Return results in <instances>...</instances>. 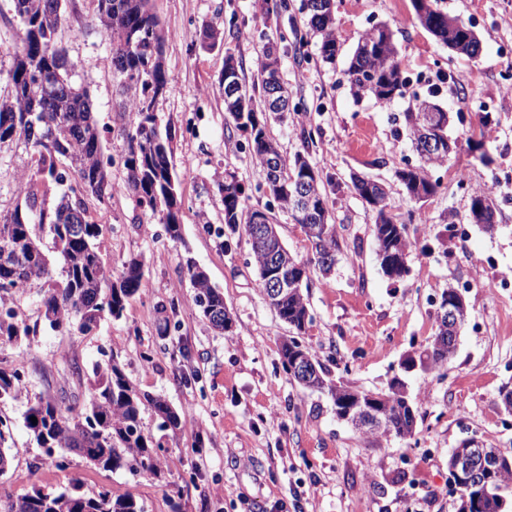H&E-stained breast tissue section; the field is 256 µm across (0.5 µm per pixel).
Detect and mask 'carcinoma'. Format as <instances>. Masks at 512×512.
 Returning a JSON list of instances; mask_svg holds the SVG:
<instances>
[{"label": "carcinoma", "mask_w": 512, "mask_h": 512, "mask_svg": "<svg viewBox=\"0 0 512 512\" xmlns=\"http://www.w3.org/2000/svg\"><path fill=\"white\" fill-rule=\"evenodd\" d=\"M61 0H13L14 12L22 28L12 52L8 79L12 94L0 101V145L24 141L32 148L34 166L28 171L23 186V203L0 215V240L8 239L9 253L0 255V338L20 340L40 333L45 326L54 332L76 331L91 334L107 316L120 318L126 304L140 290L142 264L133 259L119 274L103 259L99 226L88 215L84 197L98 201L112 199V180L108 166L112 159L104 157L102 139L105 128L93 119L88 90L71 80L64 50L58 45V31L67 22L59 7ZM265 15L277 19L288 15V0H264ZM420 24L445 45L463 47V55L474 58L480 42L464 22L450 17L438 0H413ZM301 11L316 43L317 56L326 64L336 63L338 46L334 34L332 0H302ZM98 32L112 50V63L121 77L123 97L117 111L132 114L131 125L124 129L127 171L124 191L137 199L139 206L151 211L165 225L171 242L182 239L177 223L181 207L180 183L170 184L168 168L173 156L175 128L158 125L155 104L166 88L168 75L164 65L167 35L151 0H97ZM389 25L382 24L367 32L349 59L345 74L355 100L373 97L390 103L405 96L406 77L397 60V49ZM260 80L253 93L240 90L236 96L224 97L225 111L243 133L245 148L266 172V189L277 206L287 210L294 223L317 227L307 235L317 258L303 261L288 251L272 217L265 216L266 234L261 245L251 243L252 256L258 270L261 294L269 292L278 272L292 275L301 287L281 294L273 309L278 318L302 332L312 316L302 285L311 274L330 272L331 266L320 261L336 262L338 242L336 225L324 219L328 213L325 186L309 156L316 149L312 131L301 129L303 151L292 162L280 155L268 122L282 118L283 110L272 103L274 91L290 98L281 81V56L265 50L257 60ZM441 117L448 112L430 97L415 96L403 113L405 126L419 147V126L428 106ZM73 168L78 180L67 183V168ZM407 190L416 187L424 194L435 192L425 170L398 171ZM353 190L368 205L380 203L375 224L376 254L380 263L407 257L409 242L406 225L395 224L384 217L386 193L362 179L352 182ZM303 189L310 197V212L295 210V192ZM224 202V224L235 232L243 229L255 237L252 218L258 210L244 211V187L233 178L217 184ZM52 240L53 254L44 250L43 237ZM60 262L59 273L54 263ZM187 275L195 288L194 302L211 327L222 333L233 321L224 306L223 293L213 287L205 272L187 266ZM38 283L43 289L40 320L29 324L15 317L13 301L27 288ZM454 354L428 344L419 354L424 371L441 368ZM280 358L284 369L301 359L314 368L309 379L292 375L302 387L331 393L337 407L352 397L351 388L336 386L330 371L297 336L282 344ZM21 377L0 371V399L15 398ZM89 396L81 408L61 410L57 402L40 398L24 414V425L44 454L53 457L60 451H76L96 459V465L116 470L124 468L135 475L161 480L167 468L161 440L145 430L142 411L150 408L158 421L157 429L177 434L185 423L186 413L173 408L161 396L141 393L128 378L117 358L93 366L89 378ZM375 409L386 420L381 429L365 431L368 439L379 437L407 438L417 427L416 401L410 394L391 385L377 394ZM37 423H32L31 418ZM488 489L499 493L481 494L476 481L453 482L459 491V512H512V465L483 475ZM6 512H145L144 505L131 493L114 497L109 492L95 497L84 494L73 482L61 493L41 489L9 500Z\"/></svg>", "instance_id": "1"}]
</instances>
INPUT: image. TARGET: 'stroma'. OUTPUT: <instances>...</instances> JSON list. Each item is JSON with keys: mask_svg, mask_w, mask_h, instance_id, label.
Returning <instances> with one entry per match:
<instances>
[{"mask_svg": "<svg viewBox=\"0 0 512 512\" xmlns=\"http://www.w3.org/2000/svg\"><path fill=\"white\" fill-rule=\"evenodd\" d=\"M294 25L266 18L262 0H152L169 38L168 84L156 102L160 124L177 128L173 143L180 178L182 240L127 193L107 202L90 197L89 215L102 229L103 258L113 271L143 263L139 293L121 318H104L96 333L55 332L28 342L0 340V370L19 373L23 390L0 400L13 423L0 473V505L40 487L59 492L79 482L86 495L130 493L146 512H458L459 493L448 481V454L466 438L512 452V416L499 393L512 389V0H440L472 26L482 43L469 59L437 41L417 20L412 0H333L338 56L282 58L281 71L305 110L274 123L270 133L286 158L301 151L300 129L312 130L318 168L336 226V266L314 275L304 294L313 320L302 336L334 379L362 391H387L401 377L416 395L413 438L372 444L336 416L332 398L305 389L282 368L279 343L291 333L260 295L244 233H223L224 205L217 182L231 175L247 194L246 209L264 208V172L242 150L243 136L224 110V57L242 58L243 85L254 81L255 61L280 33L306 34L301 0ZM67 17L58 34L74 82L86 87L93 112L108 134L109 176L123 184L131 116L116 111L118 80L112 53L97 32L95 0H61ZM216 24L215 46H200L199 31ZM393 30L401 67L411 77L407 96L390 104L354 100L344 68L359 40L375 25ZM21 28L12 0H0V100L11 94L5 76ZM434 96L453 114L448 127L458 148L427 167L432 196L410 198L395 173L418 164L405 127L407 98ZM32 151L0 148V212L22 200ZM465 171L458 183L456 171ZM384 183L388 209L410 242L408 272L385 277L375 254L374 213L352 189L356 177ZM490 194L495 232L469 223L471 199ZM468 227L465 237L448 232ZM194 261L224 295L233 326L215 332L195 305L185 274ZM465 287L469 320L445 368L404 372L401 364L437 332L438 305L448 286ZM175 305L167 338L158 335L159 309ZM117 355L126 375L146 394L165 397L189 415L176 436L164 438L170 471L153 481L127 470H106L67 454L66 468L47 457L26 431L30 402L53 398L81 406L83 374L104 355Z\"/></svg>", "mask_w": 512, "mask_h": 512, "instance_id": "1", "label": "stroma"}]
</instances>
